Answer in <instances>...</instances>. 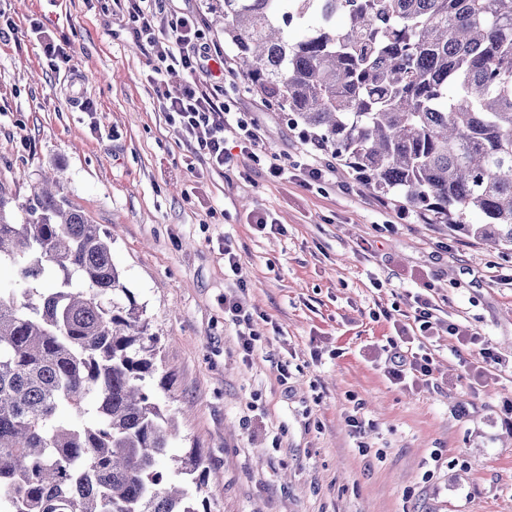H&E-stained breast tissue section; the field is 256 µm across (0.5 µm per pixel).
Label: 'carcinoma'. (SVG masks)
<instances>
[{"mask_svg": "<svg viewBox=\"0 0 512 512\" xmlns=\"http://www.w3.org/2000/svg\"><path fill=\"white\" fill-rule=\"evenodd\" d=\"M223 2L249 88L363 186L512 248V0ZM2 260L55 287L0 286V512H208L158 465L175 426L150 384L167 374L112 238L49 187L0 188Z\"/></svg>", "mask_w": 512, "mask_h": 512, "instance_id": "1", "label": "carcinoma"}]
</instances>
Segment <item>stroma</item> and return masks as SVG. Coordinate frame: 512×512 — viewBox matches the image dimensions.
<instances>
[{
	"mask_svg": "<svg viewBox=\"0 0 512 512\" xmlns=\"http://www.w3.org/2000/svg\"><path fill=\"white\" fill-rule=\"evenodd\" d=\"M221 2L161 5L197 15L224 62L217 94L257 119L285 178L232 138L223 169L196 156L159 110L125 0H0V188L24 201L58 173L110 233L171 373L152 389L179 424L161 464L201 452L211 512H512V251L427 223L340 164L303 186L298 163L328 154L237 73L212 23ZM241 285L260 332L249 357L224 313ZM421 291L458 333L408 328L433 374L396 384L388 339ZM474 333L500 365L482 368Z\"/></svg>",
	"mask_w": 512,
	"mask_h": 512,
	"instance_id": "1",
	"label": "stroma"
}]
</instances>
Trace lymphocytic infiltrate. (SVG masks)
I'll use <instances>...</instances> for the list:
<instances>
[{
    "label": "lymphocytic infiltrate",
    "mask_w": 512,
    "mask_h": 512,
    "mask_svg": "<svg viewBox=\"0 0 512 512\" xmlns=\"http://www.w3.org/2000/svg\"><path fill=\"white\" fill-rule=\"evenodd\" d=\"M127 2L131 32L137 42L149 47L155 61L154 73L160 76L181 70L190 77L178 95H170L160 86L155 89L160 110L179 128L183 138L195 144L197 152L212 168L220 169L228 161L224 139L226 135H233L253 162H266L271 177H283L284 165L274 158H262L257 125L242 117L231 118L229 103L219 98L204 81V74L211 71L212 56L200 34L198 17L184 14L169 20L160 17L158 0ZM389 348L386 372L390 380L399 381L409 374L423 380L432 375L431 357L412 351L409 337H391Z\"/></svg>",
    "instance_id": "lymphocytic-infiltrate-1"
}]
</instances>
